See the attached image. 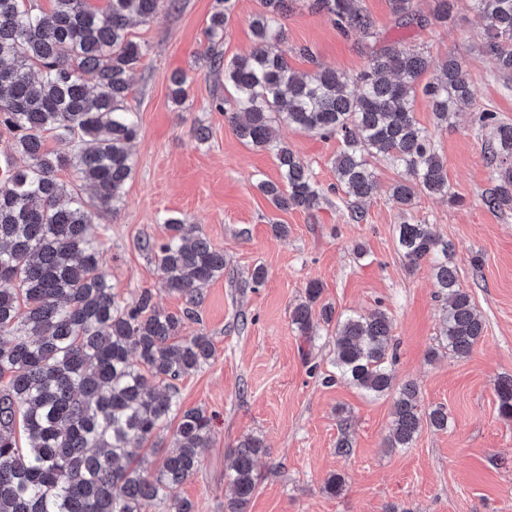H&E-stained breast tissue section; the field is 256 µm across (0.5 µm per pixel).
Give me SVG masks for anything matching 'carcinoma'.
<instances>
[{
    "label": "carcinoma",
    "mask_w": 512,
    "mask_h": 512,
    "mask_svg": "<svg viewBox=\"0 0 512 512\" xmlns=\"http://www.w3.org/2000/svg\"><path fill=\"white\" fill-rule=\"evenodd\" d=\"M175 0H0V124L15 132L25 165L0 182V512H141L157 500L164 512H195L174 490L199 470L212 441L211 419L201 409L181 410L177 382L213 358L204 334L182 335L196 314L201 288L224 275V253L194 224L165 219L170 235L153 249L161 286L184 299L182 312L153 303L149 289L127 301L99 272L100 244L89 233L95 216L119 211L135 161L138 115L128 104L131 76L145 55L131 39L132 18L145 22ZM434 21L448 22L455 0H432ZM485 22L484 54L501 73H512V0H470ZM360 0H310L343 35L357 32L378 43ZM400 26L423 25L420 0H388ZM252 20L256 46L227 61L221 50L234 8L224 0L205 31L203 55L224 77L227 96L212 107L224 113L239 139L273 153L280 180L258 188L278 209H320L324 192L288 144L272 139L277 121L299 131L336 136V188L355 214L376 188L374 161L402 171L393 198L410 207L420 194L448 197V173L429 130L415 117L422 93L434 125L448 126L472 99L453 56L435 66L423 45L394 42L371 52L368 68L314 69L300 74L276 51L292 0H260ZM432 76L426 82L421 78ZM188 75L171 76V98H187ZM491 129L485 157L496 185L484 204L512 209V124L483 110ZM71 147L60 154L48 140ZM72 168L88 183L86 198L61 181ZM398 245L410 267L431 262L446 315L439 347L465 358L485 335L472 296L460 286L454 247L428 224H401ZM322 288L307 284L291 321L314 340L313 321L332 330L336 375L373 397L393 391V325L382 311L335 317L316 309ZM498 412L512 420V378L494 385ZM390 448H409L422 427L448 428V408L421 409L418 387L402 385L393 397ZM172 430L173 451L148 474L141 462ZM263 440L247 437L232 449L225 477L232 490L225 512H246L260 481L256 459Z\"/></svg>",
    "instance_id": "carcinoma-1"
}]
</instances>
